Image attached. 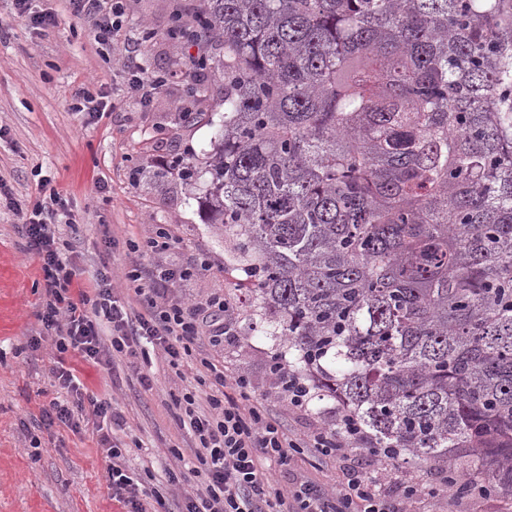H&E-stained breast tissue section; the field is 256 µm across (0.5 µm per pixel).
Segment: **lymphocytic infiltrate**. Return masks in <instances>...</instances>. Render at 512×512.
Returning <instances> with one entry per match:
<instances>
[{
	"label": "lymphocytic infiltrate",
	"mask_w": 512,
	"mask_h": 512,
	"mask_svg": "<svg viewBox=\"0 0 512 512\" xmlns=\"http://www.w3.org/2000/svg\"><path fill=\"white\" fill-rule=\"evenodd\" d=\"M74 17L94 18L93 37L105 46L119 39L123 26L122 0H67ZM200 70L190 65L179 73H154L133 66L125 83L142 106L175 80L195 86ZM48 197L17 206L27 250L36 255L44 272L45 300L38 315L53 339L58 358L51 373L66 396L52 399L41 409L43 424L86 431L96 437L105 462L108 487L124 512H170V497H178L177 512H384L382 486L349 459L362 440L359 425L346 422L334 430L289 437L270 416L264 400L252 394L251 380L242 372H227L215 363L212 352L231 342L233 319L222 294L189 300L174 293L176 281L192 275L151 264L153 253L165 251L176 240L157 232L143 243L132 244L139 257L126 274L135 283L137 306L122 301L112 286V271L102 267L91 291H75L76 268L62 256L55 226L69 212L63 192L39 181ZM112 326L103 339L102 325ZM75 353L86 362L111 366L125 362L144 388L154 378L145 368L153 356L168 367L180 368L194 357L204 369L210 392L189 390L177 399L180 421L195 441L191 467L170 473L168 492L147 487L143 477L127 464V449L114 440L126 421L118 403L87 393L82 381L67 368L64 356ZM302 448H314L343 462L341 476L322 487L308 481L277 488L269 463L287 465Z\"/></svg>",
	"instance_id": "obj_1"
}]
</instances>
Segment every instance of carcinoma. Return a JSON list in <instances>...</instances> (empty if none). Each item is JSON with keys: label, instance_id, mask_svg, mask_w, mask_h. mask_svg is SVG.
Segmentation results:
<instances>
[{"label": "carcinoma", "instance_id": "cac0c4a2", "mask_svg": "<svg viewBox=\"0 0 512 512\" xmlns=\"http://www.w3.org/2000/svg\"><path fill=\"white\" fill-rule=\"evenodd\" d=\"M213 224L328 425L512 498V0H203Z\"/></svg>", "mask_w": 512, "mask_h": 512}]
</instances>
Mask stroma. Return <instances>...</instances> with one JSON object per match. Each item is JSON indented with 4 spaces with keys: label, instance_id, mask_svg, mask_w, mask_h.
Returning <instances> with one entry per match:
<instances>
[{
    "label": "stroma",
    "instance_id": "1",
    "mask_svg": "<svg viewBox=\"0 0 512 512\" xmlns=\"http://www.w3.org/2000/svg\"><path fill=\"white\" fill-rule=\"evenodd\" d=\"M33 7L56 13L58 26L48 32L26 28L14 17L10 0H0V180L12 193L11 199L0 200V512H123L111 498L105 459L92 435L37 423L41 407L61 390L50 372L56 357L51 341L36 350L28 345L41 332L43 272L38 257L24 248L20 218L11 204L36 196L40 177L67 193L77 221L76 228H57L65 257L79 270L75 286L91 287L106 262L119 295L131 297L124 274L137 256L128 241L167 228L177 245L154 255L153 263L173 269L200 258L210 263L209 270L178 282V294L193 300L225 293L240 303L234 311L237 336L215 352L216 362L245 372L256 395L268 400L290 433H312L324 427L325 419L313 409L293 411L271 385L272 343L254 332L246 292L224 272L236 242L222 225L209 222L203 204L208 174L201 171L189 180L156 176L173 158L188 162L210 149L224 114L222 74H210L196 105L211 115L208 123L181 119L182 85L162 91L146 111L125 87L124 70L134 61L152 72L183 69L192 50L167 39L165 32L176 8L191 16L200 0H126L125 33L154 34L138 56L121 44L95 45L92 20L72 17L65 0H35ZM88 82L103 85L112 102L111 112L94 121L70 108L73 92ZM135 169L141 176L134 182L130 173ZM107 233L115 239L109 250L103 243ZM65 362L89 392L121 406L127 424L120 438L132 447L130 466L148 485L165 486L169 471L183 464L179 452L193 444L172 401L185 390H204L205 373L187 365L177 374L157 358L152 371L158 383L148 390L125 364L95 366L71 353ZM271 471L283 485L294 480L327 485L336 477V461L308 448L290 465ZM410 512H512V500L423 497Z\"/></svg>",
    "mask_w": 512,
    "mask_h": 512
}]
</instances>
